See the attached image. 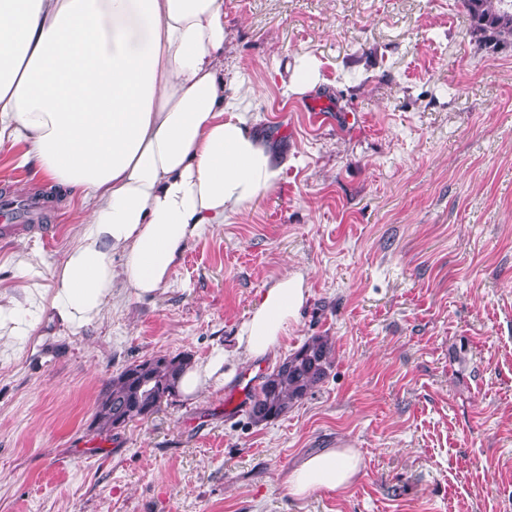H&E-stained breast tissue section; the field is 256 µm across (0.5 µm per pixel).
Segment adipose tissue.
<instances>
[{
    "mask_svg": "<svg viewBox=\"0 0 512 512\" xmlns=\"http://www.w3.org/2000/svg\"><path fill=\"white\" fill-rule=\"evenodd\" d=\"M224 0H0V148L18 167L81 190L89 207L52 296L0 305V332L25 336L44 311L78 329L123 280L139 297L166 285L189 241L245 211L288 162L235 105L224 78ZM309 296L301 277L266 288L236 347L189 368L195 397L234 375L233 359L273 353ZM353 448H326L285 479L296 498L341 492Z\"/></svg>",
    "mask_w": 512,
    "mask_h": 512,
    "instance_id": "1",
    "label": "adipose tissue"
}]
</instances>
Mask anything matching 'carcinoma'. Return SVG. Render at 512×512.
<instances>
[{"instance_id":"cac0c4a2","label":"carcinoma","mask_w":512,"mask_h":512,"mask_svg":"<svg viewBox=\"0 0 512 512\" xmlns=\"http://www.w3.org/2000/svg\"><path fill=\"white\" fill-rule=\"evenodd\" d=\"M472 27L485 44L512 45V0H462ZM334 346L327 336H313L289 354L254 395L250 417L256 423L275 420L304 399L327 377ZM192 355L155 356L126 366L102 389L93 426L101 434L126 427L177 396L181 375Z\"/></svg>"}]
</instances>
